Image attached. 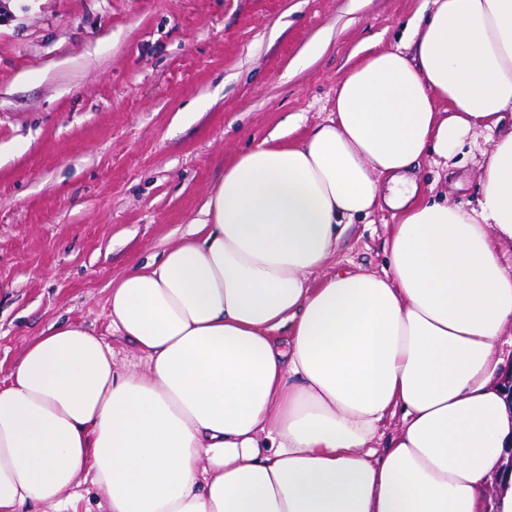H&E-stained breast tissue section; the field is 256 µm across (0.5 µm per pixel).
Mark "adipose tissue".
I'll list each match as a JSON object with an SVG mask.
<instances>
[{"instance_id": "adipose-tissue-1", "label": "adipose tissue", "mask_w": 512, "mask_h": 512, "mask_svg": "<svg viewBox=\"0 0 512 512\" xmlns=\"http://www.w3.org/2000/svg\"><path fill=\"white\" fill-rule=\"evenodd\" d=\"M337 83L291 145L240 153L201 217L115 280L119 366L50 325L0 386V512H512V0H433ZM492 134L466 209L423 157ZM398 212L381 272H331L355 220ZM398 419L390 437L381 428Z\"/></svg>"}]
</instances>
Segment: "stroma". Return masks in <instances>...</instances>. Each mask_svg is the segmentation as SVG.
<instances>
[{
  "label": "stroma",
  "mask_w": 512,
  "mask_h": 512,
  "mask_svg": "<svg viewBox=\"0 0 512 512\" xmlns=\"http://www.w3.org/2000/svg\"><path fill=\"white\" fill-rule=\"evenodd\" d=\"M429 0H11L0 18V385L25 346L75 320L122 364L108 288L186 234L235 157L326 120L361 47L401 34ZM490 145L468 138L424 187L476 202ZM390 210L358 222L340 271H380Z\"/></svg>",
  "instance_id": "obj_1"
}]
</instances>
